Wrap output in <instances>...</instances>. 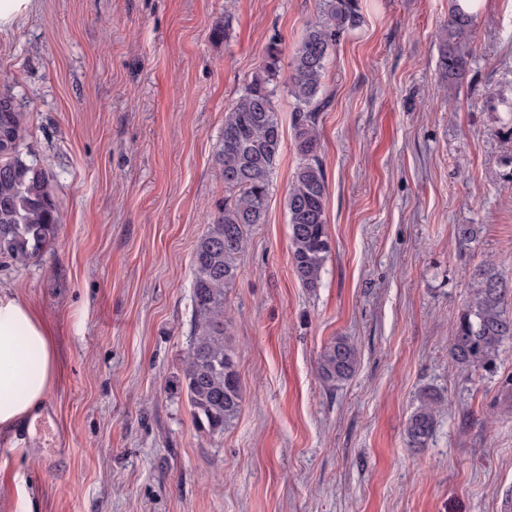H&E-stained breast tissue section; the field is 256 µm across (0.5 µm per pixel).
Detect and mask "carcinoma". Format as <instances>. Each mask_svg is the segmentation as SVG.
<instances>
[{"label": "carcinoma", "mask_w": 512, "mask_h": 512, "mask_svg": "<svg viewBox=\"0 0 512 512\" xmlns=\"http://www.w3.org/2000/svg\"><path fill=\"white\" fill-rule=\"evenodd\" d=\"M361 22L359 0H319L318 18L307 25L294 51L285 86L295 100L294 142L300 162L288 188L286 207L290 229V261L303 287L315 289L329 252L326 199L328 185L320 153L318 112L330 52L337 40ZM473 15L452 5L439 67L450 79L459 78L471 54ZM281 50L272 44L265 64L224 115V133L217 155L224 182V208L198 240L192 253L191 336L185 353L181 388L197 423L211 434H222L237 417L243 390L227 342V288L238 276L237 260L250 228L266 221L270 175L282 142L276 96L280 83ZM24 112L12 97L0 96V258L26 265L55 238L60 223L52 176L22 158ZM479 288L462 309L451 337L450 354L459 364L484 367L500 346L512 339L509 291L502 279L485 267ZM358 365L355 347L337 336L324 347L317 362L322 383L334 389L349 380ZM434 395L424 394L405 428L407 443L426 447L436 426Z\"/></svg>", "instance_id": "carcinoma-1"}]
</instances>
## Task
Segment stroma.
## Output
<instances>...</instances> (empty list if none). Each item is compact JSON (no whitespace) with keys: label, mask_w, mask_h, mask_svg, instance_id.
I'll use <instances>...</instances> for the list:
<instances>
[{"label":"stroma","mask_w":512,"mask_h":512,"mask_svg":"<svg viewBox=\"0 0 512 512\" xmlns=\"http://www.w3.org/2000/svg\"><path fill=\"white\" fill-rule=\"evenodd\" d=\"M361 6L323 79L330 251L313 290L289 261L299 157L278 90L266 221L226 291L244 399L215 435L180 380L224 115L271 41L290 62L317 0H33L0 32V94L61 220L37 259L0 260L59 363L36 426L0 433V512H512V340L489 370L449 354L476 270L512 289V0L476 14L457 80L438 60L449 0ZM462 224L478 229L463 246ZM337 336L359 362L331 390L316 368ZM426 390L436 430L412 448Z\"/></svg>","instance_id":"obj_1"}]
</instances>
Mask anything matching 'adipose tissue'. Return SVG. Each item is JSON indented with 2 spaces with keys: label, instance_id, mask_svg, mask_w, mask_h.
<instances>
[{
  "label": "adipose tissue",
  "instance_id": "1",
  "mask_svg": "<svg viewBox=\"0 0 512 512\" xmlns=\"http://www.w3.org/2000/svg\"><path fill=\"white\" fill-rule=\"evenodd\" d=\"M50 331L21 298L0 295V430L31 418L57 380Z\"/></svg>",
  "mask_w": 512,
  "mask_h": 512
}]
</instances>
